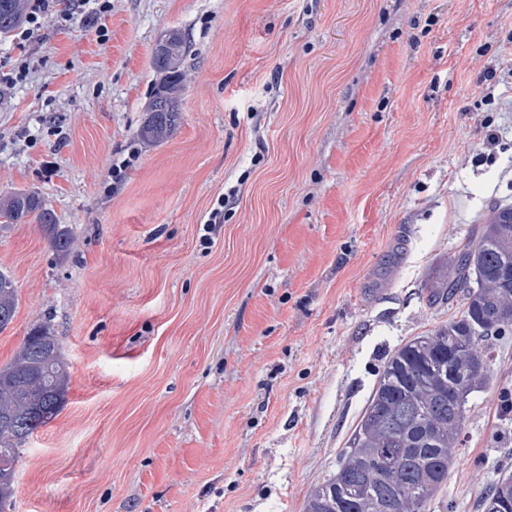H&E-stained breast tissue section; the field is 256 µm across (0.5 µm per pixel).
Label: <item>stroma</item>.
<instances>
[{"mask_svg": "<svg viewBox=\"0 0 512 512\" xmlns=\"http://www.w3.org/2000/svg\"><path fill=\"white\" fill-rule=\"evenodd\" d=\"M92 0L0 38V230L19 305L0 366L51 320L63 410L7 512H304L385 358L445 323L433 269L512 205V0ZM188 40L181 122L138 132L160 36ZM236 189L213 232L204 225ZM512 472V412L475 394L443 491ZM34 215L40 223L49 246L58 254H68L73 247L74 232L65 225L55 224L52 215L43 209L41 199L36 192L21 190L4 199L0 198V229L11 224H21L26 218Z\"/></svg>", "mask_w": 512, "mask_h": 512, "instance_id": "obj_1", "label": "stroma"}]
</instances>
